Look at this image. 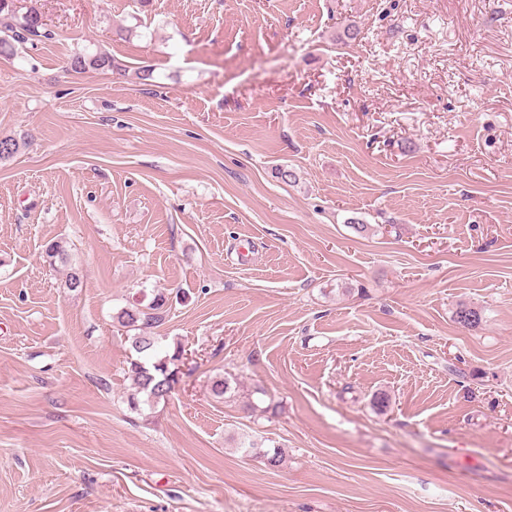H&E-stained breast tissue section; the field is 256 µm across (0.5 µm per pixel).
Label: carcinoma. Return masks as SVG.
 Instances as JSON below:
<instances>
[{
	"mask_svg": "<svg viewBox=\"0 0 512 512\" xmlns=\"http://www.w3.org/2000/svg\"><path fill=\"white\" fill-rule=\"evenodd\" d=\"M48 36L50 32L35 8L27 10L23 20L18 23L12 0H0V53L12 50L15 43H28L35 48ZM68 68L81 73L88 68L114 71L118 66L109 54L100 52L94 55L75 54L70 58ZM67 254L68 242L62 238L48 242L43 249V259L51 266L65 261ZM168 311L169 298L160 293L146 307L128 308L118 316L120 325L133 332L131 347L137 354L128 368L132 391L127 396V402L133 410L143 402L154 404L165 400L171 393L170 380L175 371L170 366L181 360L183 349L177 344L173 352H161L158 337L151 332V329L165 323ZM455 318L465 326L475 327L482 322L483 315L480 310L462 304L456 309Z\"/></svg>",
	"mask_w": 512,
	"mask_h": 512,
	"instance_id": "obj_1",
	"label": "carcinoma"
}]
</instances>
